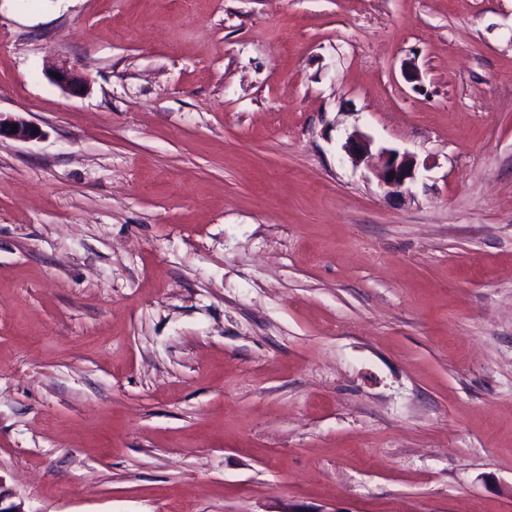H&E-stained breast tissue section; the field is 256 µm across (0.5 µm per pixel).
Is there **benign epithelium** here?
<instances>
[{
  "mask_svg": "<svg viewBox=\"0 0 512 512\" xmlns=\"http://www.w3.org/2000/svg\"><path fill=\"white\" fill-rule=\"evenodd\" d=\"M54 74L52 82L63 91L82 94L88 90L90 81L74 69L62 65ZM17 130H12V126ZM10 136L20 141H31L41 137L40 129L30 122L0 113V137ZM343 149L353 166L366 164L371 167L380 187L387 195L401 196L407 186L416 179L418 161L416 156L385 147L374 148L373 140L365 133L355 130L346 138Z\"/></svg>",
  "mask_w": 512,
  "mask_h": 512,
  "instance_id": "1",
  "label": "benign epithelium"
}]
</instances>
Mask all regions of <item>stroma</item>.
Here are the masks:
<instances>
[{
    "label": "stroma",
    "instance_id": "obj_1",
    "mask_svg": "<svg viewBox=\"0 0 512 512\" xmlns=\"http://www.w3.org/2000/svg\"><path fill=\"white\" fill-rule=\"evenodd\" d=\"M0 112L27 512H512V0H0ZM53 74L59 76V79H56V77L52 75V82L63 91L71 94H82L87 91L90 86L89 79L66 65L58 67ZM17 126V132L13 133L12 126ZM10 136L20 141H31L41 137L40 129L30 122L12 116L3 117L0 113V138ZM343 149L354 167L364 163L371 167L380 187L389 196H403L408 184L416 179V156L385 147L375 149L373 140L359 130L348 135ZM390 173H393L392 179H389Z\"/></svg>",
    "mask_w": 512,
    "mask_h": 512
}]
</instances>
